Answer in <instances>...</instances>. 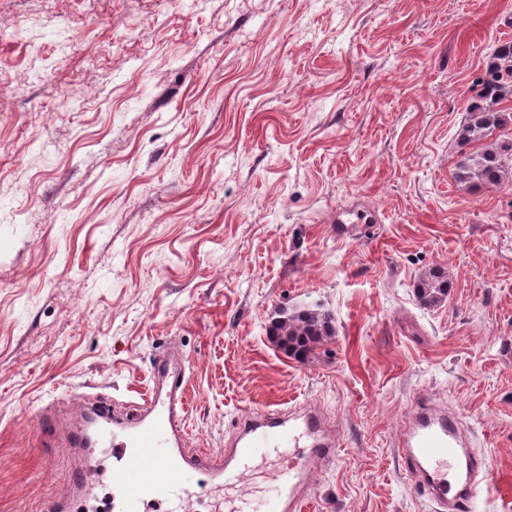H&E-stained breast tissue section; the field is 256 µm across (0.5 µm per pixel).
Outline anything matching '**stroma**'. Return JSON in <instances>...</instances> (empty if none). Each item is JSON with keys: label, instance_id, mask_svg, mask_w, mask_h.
Here are the masks:
<instances>
[{"label": "stroma", "instance_id": "obj_1", "mask_svg": "<svg viewBox=\"0 0 512 512\" xmlns=\"http://www.w3.org/2000/svg\"><path fill=\"white\" fill-rule=\"evenodd\" d=\"M505 42L512 0H0V512L74 467L108 512L110 458L63 435L164 354L185 447L264 407L336 424L303 512H433L396 448L420 390L487 460L465 512H512V177L454 178ZM282 308L331 314L309 362L270 342ZM448 280L440 272H433L422 277L417 285L420 300L430 306L442 301L448 294Z\"/></svg>", "mask_w": 512, "mask_h": 512}]
</instances>
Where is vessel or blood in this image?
<instances>
[{
    "mask_svg": "<svg viewBox=\"0 0 512 512\" xmlns=\"http://www.w3.org/2000/svg\"><path fill=\"white\" fill-rule=\"evenodd\" d=\"M153 373L163 378L165 391L144 398L129 418L114 419L101 404L91 409L102 424L100 444L116 459L108 472L113 512H138L149 499L184 502L202 485L212 490L235 486L256 462L281 448L287 454L279 459L275 479L258 498L241 499L234 512H301L314 474L330 464L338 442L322 412L300 407L246 412L223 454L200 456L181 443L184 364L164 355ZM397 448L435 512H458L477 497L484 463L470 451L455 406L425 393L414 396Z\"/></svg>",
    "mask_w": 512,
    "mask_h": 512,
    "instance_id": "1",
    "label": "vessel or blood"
}]
</instances>
